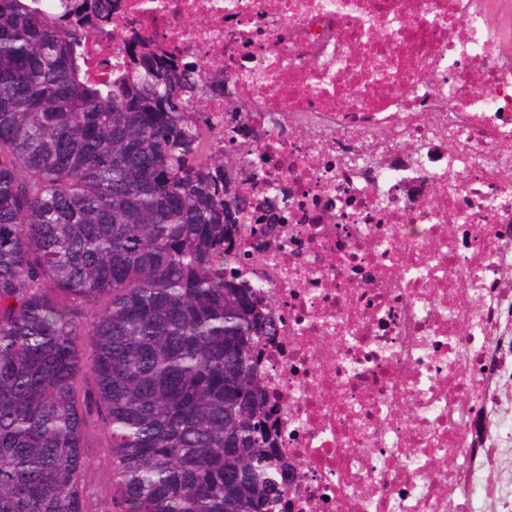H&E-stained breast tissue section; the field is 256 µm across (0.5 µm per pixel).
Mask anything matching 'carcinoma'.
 Segmentation results:
<instances>
[{
  "label": "carcinoma",
  "mask_w": 512,
  "mask_h": 512,
  "mask_svg": "<svg viewBox=\"0 0 512 512\" xmlns=\"http://www.w3.org/2000/svg\"><path fill=\"white\" fill-rule=\"evenodd\" d=\"M60 5L0 0V512H85L94 417L112 512H276L257 370L276 327L225 275L238 157L212 150L191 72L143 51L92 78L66 22L85 4Z\"/></svg>",
  "instance_id": "obj_1"
}]
</instances>
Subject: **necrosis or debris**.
<instances>
[{
	"label": "necrosis or debris",
	"mask_w": 512,
	"mask_h": 512,
	"mask_svg": "<svg viewBox=\"0 0 512 512\" xmlns=\"http://www.w3.org/2000/svg\"><path fill=\"white\" fill-rule=\"evenodd\" d=\"M95 2L239 152L282 512H512V0Z\"/></svg>",
	"instance_id": "1"
}]
</instances>
